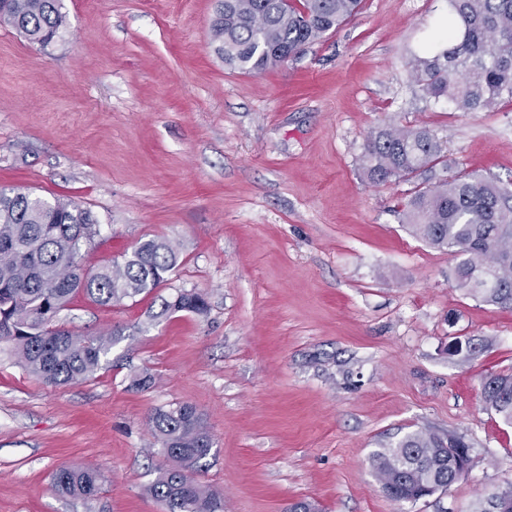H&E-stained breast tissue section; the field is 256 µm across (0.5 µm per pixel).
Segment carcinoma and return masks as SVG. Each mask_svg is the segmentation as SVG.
Returning a JSON list of instances; mask_svg holds the SVG:
<instances>
[{
    "instance_id": "cac0c4a2",
    "label": "carcinoma",
    "mask_w": 512,
    "mask_h": 512,
    "mask_svg": "<svg viewBox=\"0 0 512 512\" xmlns=\"http://www.w3.org/2000/svg\"><path fill=\"white\" fill-rule=\"evenodd\" d=\"M361 0H217L211 39L224 63L261 73L320 41L355 16ZM448 21L430 47L408 60L415 94L425 102L447 101L458 111L512 103V0H448ZM46 47L62 37L67 15L60 0H0V25ZM448 168L446 148L427 126L388 123L370 133L360 168L372 183L424 178L404 204L402 223L429 246L460 261L453 287L481 301L512 309V191L470 173L435 179ZM98 234L91 211L75 203L48 201L0 186V341L12 345L16 362L39 384L73 385L93 377L112 348L126 338L118 326L100 336H75L57 325L70 298L82 292L104 305L153 291L179 260L166 239L140 242L131 255L85 275L83 245ZM177 312L203 315L199 292L180 291L162 299L154 321ZM147 370L129 376V387L148 390ZM484 403L512 425V374L482 381ZM152 435L171 462L147 492L164 512H224L219 493L187 475L201 467L214 440L190 404L158 408L149 417ZM450 434L412 432L377 450L371 459L382 492L415 503L461 479L450 457L465 448ZM104 484L92 467H62L52 476L55 492L83 500L99 496ZM512 504V484L486 494L472 512H492V502Z\"/></svg>"
}]
</instances>
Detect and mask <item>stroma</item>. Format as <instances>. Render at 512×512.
I'll return each mask as SVG.
<instances>
[{
    "label": "stroma",
    "mask_w": 512,
    "mask_h": 512,
    "mask_svg": "<svg viewBox=\"0 0 512 512\" xmlns=\"http://www.w3.org/2000/svg\"><path fill=\"white\" fill-rule=\"evenodd\" d=\"M42 47L0 26V186L90 210L92 270L139 241L177 243L153 293L102 306L74 295L58 324L135 333L96 375L41 386L0 342V512H162L145 488L167 460L158 408L201 413L214 453L196 477L224 512H469L512 483V426L481 381L512 372V310L453 288L457 263L401 223L412 182L375 185L358 158L376 128L427 126L449 172L512 188V103L458 112L414 94L405 65L448 0H363L297 59L229 68L214 0H62ZM196 291L206 315L149 321ZM477 352H452L455 340ZM155 377L129 388L131 371ZM415 431L460 436L467 475L415 503L380 489L375 450ZM62 466L106 478L85 502L51 488Z\"/></svg>",
    "instance_id": "1"
}]
</instances>
